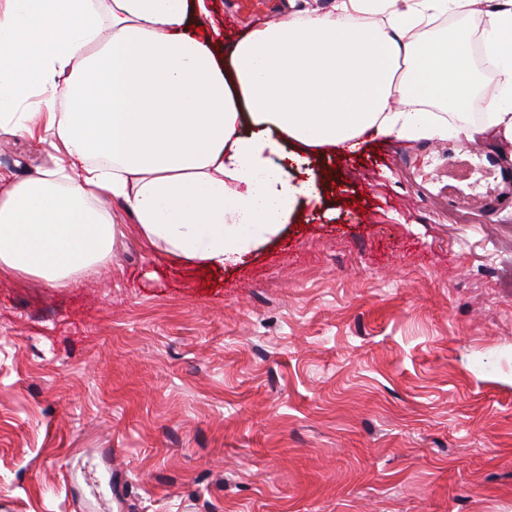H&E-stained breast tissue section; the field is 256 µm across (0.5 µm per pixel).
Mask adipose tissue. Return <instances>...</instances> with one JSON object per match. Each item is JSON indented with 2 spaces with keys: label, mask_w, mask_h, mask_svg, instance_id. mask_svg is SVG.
I'll use <instances>...</instances> for the list:
<instances>
[{
  "label": "adipose tissue",
  "mask_w": 512,
  "mask_h": 512,
  "mask_svg": "<svg viewBox=\"0 0 512 512\" xmlns=\"http://www.w3.org/2000/svg\"><path fill=\"white\" fill-rule=\"evenodd\" d=\"M480 0H335L257 22L222 55L206 0H5L0 127L56 151L54 169L0 188V276L52 287L112 256L121 201L150 246L221 268L246 263L288 223L313 181L291 183L288 145L357 150L367 135L445 139L448 121L396 111L434 99L466 109L476 78L467 30L422 28ZM381 18L368 23L370 15ZM512 141V0L486 11ZM37 109L24 112L29 93Z\"/></svg>",
  "instance_id": "ef3b65f1"
}]
</instances>
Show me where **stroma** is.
<instances>
[{
    "label": "stroma",
    "instance_id": "stroma-1",
    "mask_svg": "<svg viewBox=\"0 0 512 512\" xmlns=\"http://www.w3.org/2000/svg\"><path fill=\"white\" fill-rule=\"evenodd\" d=\"M237 2L208 0L228 45L271 16ZM458 25L485 126L483 14L421 36ZM438 144L285 161L317 196L242 266L152 252L115 201L96 278L1 277L0 512H512V195L449 206L467 142ZM53 166L0 132L1 175Z\"/></svg>",
    "mask_w": 512,
    "mask_h": 512
}]
</instances>
